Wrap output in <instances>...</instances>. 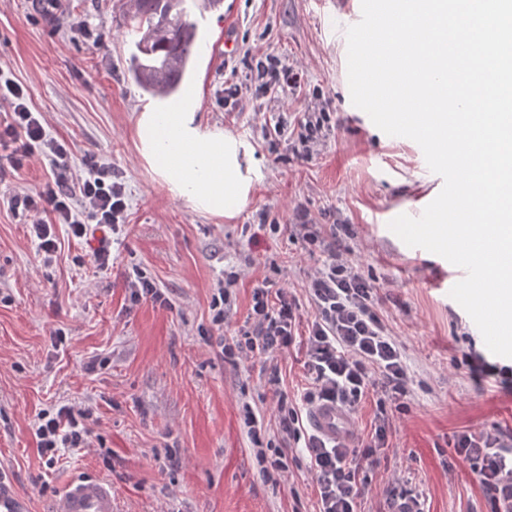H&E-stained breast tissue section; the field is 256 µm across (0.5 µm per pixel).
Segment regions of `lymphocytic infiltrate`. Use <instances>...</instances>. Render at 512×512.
Instances as JSON below:
<instances>
[{
	"label": "lymphocytic infiltrate",
	"instance_id": "1",
	"mask_svg": "<svg viewBox=\"0 0 512 512\" xmlns=\"http://www.w3.org/2000/svg\"><path fill=\"white\" fill-rule=\"evenodd\" d=\"M0 151L12 168H21L33 154L50 166V177L36 193L17 192L12 208L31 218L29 232L37 239L44 260L57 251L55 225H67L82 239L92 228L126 223L125 185L111 164L76 165L70 147L47 134L41 113L32 111L26 88L12 80L0 82ZM308 294L316 314L304 342L303 367L309 382L299 404L279 394L277 419L284 437L303 440L308 468L320 499L319 512H358L364 487L358 479L363 466H376L377 452L386 447L387 421L375 426L363 446L305 428L303 412L325 403L351 410L369 393L395 400L405 392L407 366L400 344L372 310L373 288L356 274L335 247H328L322 268L311 276ZM299 307L285 289L270 293L255 288L249 317L251 332L244 338L217 340L224 358L288 348L295 340ZM90 410L61 405L54 414H41L35 425L41 452L83 447L89 434ZM457 455L468 462L486 495L489 512L512 506V444L504 435L456 436Z\"/></svg>",
	"mask_w": 512,
	"mask_h": 512
}]
</instances>
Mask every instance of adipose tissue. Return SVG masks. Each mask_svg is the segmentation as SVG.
Here are the masks:
<instances>
[{
	"label": "adipose tissue",
	"instance_id": "1",
	"mask_svg": "<svg viewBox=\"0 0 512 512\" xmlns=\"http://www.w3.org/2000/svg\"><path fill=\"white\" fill-rule=\"evenodd\" d=\"M136 148L158 183L192 210L236 219L251 203L261 172L244 137L204 125L193 97L173 112H142Z\"/></svg>",
	"mask_w": 512,
	"mask_h": 512
}]
</instances>
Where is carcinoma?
I'll return each instance as SVG.
<instances>
[{
    "instance_id": "obj_1",
    "label": "carcinoma",
    "mask_w": 512,
    "mask_h": 512,
    "mask_svg": "<svg viewBox=\"0 0 512 512\" xmlns=\"http://www.w3.org/2000/svg\"><path fill=\"white\" fill-rule=\"evenodd\" d=\"M187 0H128V33L133 47L127 72L133 81L154 98L163 99L180 90L165 75L180 66L191 69L194 56Z\"/></svg>"
}]
</instances>
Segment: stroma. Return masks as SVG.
Returning <instances> with one entry per match:
<instances>
[{
  "label": "stroma",
  "mask_w": 512,
  "mask_h": 512,
  "mask_svg": "<svg viewBox=\"0 0 512 512\" xmlns=\"http://www.w3.org/2000/svg\"><path fill=\"white\" fill-rule=\"evenodd\" d=\"M124 2L0 0V76L27 88L47 132L76 159L111 163L128 193L109 268L93 261L95 238H74L62 224L47 262L26 214L9 206L18 189H42L46 160L36 154L0 175V467L29 512H53L68 482L86 475L111 483L119 512H318L304 450L283 439L275 415L276 392L295 400L306 384L302 343L233 362L217 358L213 343L250 330L252 293L263 284L296 298L306 334L307 283L329 244L374 287L373 310L407 365L406 393L387 408L388 446L360 474L361 512H390L394 488L424 512H487L454 437L512 432V359L488 350L451 297L464 270L388 227L398 215L420 216L443 179L416 142L386 135L351 102L343 33L361 0H224L210 12L189 93L202 122L255 147L263 175L229 224L171 197L135 147L136 115L160 104L123 76ZM265 58L298 69L300 87L259 90L256 63ZM303 218L317 241L299 228ZM138 276L170 308L132 303L127 283ZM231 277L219 328L213 301ZM63 404L92 406L91 434L86 447L50 459L34 425ZM247 406L265 429L258 445L243 422ZM277 458L286 471L265 474L263 460Z\"/></svg>",
  "instance_id": "obj_1"
}]
</instances>
